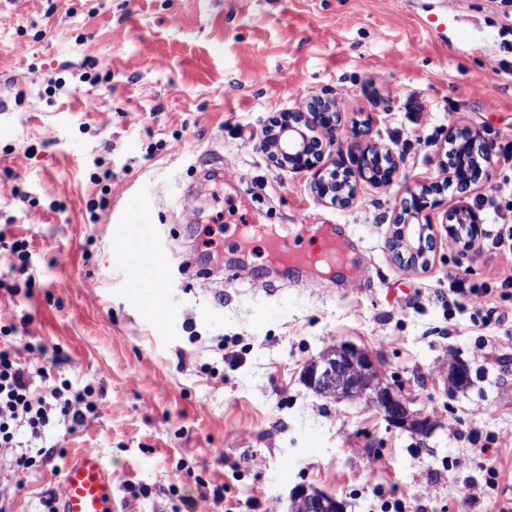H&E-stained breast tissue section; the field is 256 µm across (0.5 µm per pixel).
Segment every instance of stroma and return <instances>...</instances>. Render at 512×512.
Wrapping results in <instances>:
<instances>
[{"label": "stroma", "mask_w": 512, "mask_h": 512, "mask_svg": "<svg viewBox=\"0 0 512 512\" xmlns=\"http://www.w3.org/2000/svg\"><path fill=\"white\" fill-rule=\"evenodd\" d=\"M510 41L499 0H0V349L44 346L35 392L64 384L97 406L29 448L23 473L0 459L9 512H47L83 448L102 453L120 512H184L187 498L194 512H288L302 484L345 512H383L397 492L406 512L512 504V304L481 326L448 282L492 285L506 265L443 233L424 271L387 249L407 185L440 179L450 128L512 140V74L485 79L512 66ZM90 63L94 85L79 80ZM52 76L65 87L48 90ZM322 92L344 114L324 164L348 163L367 115L401 158L390 186L361 185L346 208L261 149L272 115ZM412 97L425 111H407ZM216 161L224 181L204 180ZM106 168L104 190L91 175ZM146 202L149 218L128 221ZM250 203L274 224L348 225L368 287L291 284L258 247L235 278L202 227L240 224ZM341 342L381 354L436 420L430 437L302 383ZM453 358L471 369L459 390L439 373Z\"/></svg>", "instance_id": "obj_1"}]
</instances>
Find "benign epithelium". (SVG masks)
<instances>
[{
	"label": "benign epithelium",
	"instance_id": "1",
	"mask_svg": "<svg viewBox=\"0 0 512 512\" xmlns=\"http://www.w3.org/2000/svg\"><path fill=\"white\" fill-rule=\"evenodd\" d=\"M343 123V112L336 100L312 96L296 111L281 112L265 125L263 147L270 163L290 172L312 171L315 189L325 202L347 207L357 197L360 184L379 188L391 184L399 174L394 152L373 142L371 124L355 127L348 154L352 168H322L326 139H334ZM448 152L444 162L448 182L456 184L460 199H465L473 185L486 175L492 161V148L476 130L464 126L448 132ZM438 181L416 183L407 189L393 220L388 250L400 265L424 269L428 253L436 246L431 211L442 205ZM445 230L460 251L473 250L481 235V218L463 202L444 213ZM446 382L462 386L470 375L469 367L454 360L441 368ZM301 379L314 393L328 399L346 400L376 409L388 423L427 437L434 424L419 411L410 408L400 388L388 383L373 352L350 344H336L311 359L303 368ZM291 512H344V504L335 495L296 486L291 493Z\"/></svg>",
	"mask_w": 512,
	"mask_h": 512
}]
</instances>
